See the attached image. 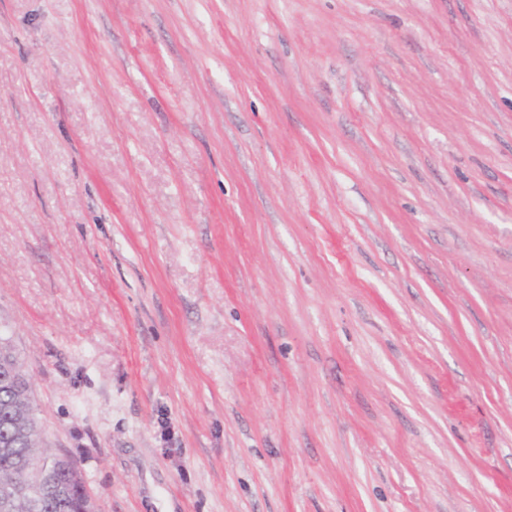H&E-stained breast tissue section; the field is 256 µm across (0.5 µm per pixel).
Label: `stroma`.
Returning <instances> with one entry per match:
<instances>
[{
	"mask_svg": "<svg viewBox=\"0 0 512 512\" xmlns=\"http://www.w3.org/2000/svg\"><path fill=\"white\" fill-rule=\"evenodd\" d=\"M0 336L97 512H512V0H0Z\"/></svg>",
	"mask_w": 512,
	"mask_h": 512,
	"instance_id": "stroma-1",
	"label": "stroma"
}]
</instances>
